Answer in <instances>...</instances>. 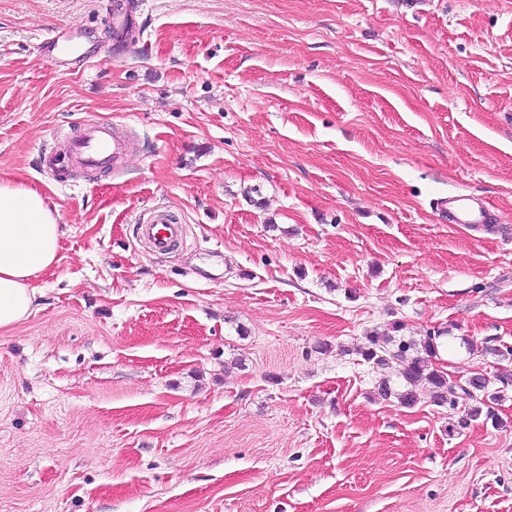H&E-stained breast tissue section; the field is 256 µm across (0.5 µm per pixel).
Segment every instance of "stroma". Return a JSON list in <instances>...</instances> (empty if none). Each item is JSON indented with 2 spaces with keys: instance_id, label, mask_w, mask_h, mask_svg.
<instances>
[{
  "instance_id": "obj_1",
  "label": "stroma",
  "mask_w": 512,
  "mask_h": 512,
  "mask_svg": "<svg viewBox=\"0 0 512 512\" xmlns=\"http://www.w3.org/2000/svg\"><path fill=\"white\" fill-rule=\"evenodd\" d=\"M134 2L119 48L118 0H0V179L65 226L0 329V512H512V385L460 429L358 352L397 322L512 374V0ZM86 120L131 132L120 174L37 168ZM440 206L448 212V221L469 227H482L496 221L490 206L482 198L471 194H448ZM137 235L145 240L157 253H165L172 249L173 243H179L183 235V224L172 219L169 212L156 207L149 213L146 220L136 225Z\"/></svg>"
}]
</instances>
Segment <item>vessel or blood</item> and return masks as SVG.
I'll list each match as a JSON object with an SVG mask.
<instances>
[{
  "label": "vessel or blood",
  "instance_id": "obj_1",
  "mask_svg": "<svg viewBox=\"0 0 512 512\" xmlns=\"http://www.w3.org/2000/svg\"><path fill=\"white\" fill-rule=\"evenodd\" d=\"M64 146L59 150H44L39 157L41 170L51 173L58 181H67L72 170L120 171L128 156L127 135L123 128L88 121L77 131L62 135ZM442 208L452 224L480 227L494 220L490 206L482 198L471 194H451L444 198ZM138 236L157 253L171 250L180 242L183 226L174 221L169 212L157 207L137 226Z\"/></svg>",
  "mask_w": 512,
  "mask_h": 512
}]
</instances>
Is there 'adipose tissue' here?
Instances as JSON below:
<instances>
[{"label":"adipose tissue","instance_id":"adipose-tissue-1","mask_svg":"<svg viewBox=\"0 0 512 512\" xmlns=\"http://www.w3.org/2000/svg\"><path fill=\"white\" fill-rule=\"evenodd\" d=\"M57 213L39 190L0 181V328L29 317L36 279L59 260Z\"/></svg>","mask_w":512,"mask_h":512}]
</instances>
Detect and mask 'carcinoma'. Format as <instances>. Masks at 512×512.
<instances>
[{
    "mask_svg": "<svg viewBox=\"0 0 512 512\" xmlns=\"http://www.w3.org/2000/svg\"><path fill=\"white\" fill-rule=\"evenodd\" d=\"M438 336L425 339L422 349L405 340H395L391 336L367 337V344L360 350L365 361L382 369L396 368V376L402 378L407 389L399 394L398 400L405 406H412L418 400L417 387L421 383L429 386V397L441 406L448 403V396L461 398L468 403V411L459 426L465 428L478 419L483 409L498 400L499 391L491 390L490 381L480 372H475L464 380L457 379L447 372L435 368L432 358L436 357Z\"/></svg>",
    "mask_w": 512,
    "mask_h": 512,
    "instance_id": "1",
    "label": "carcinoma"
}]
</instances>
